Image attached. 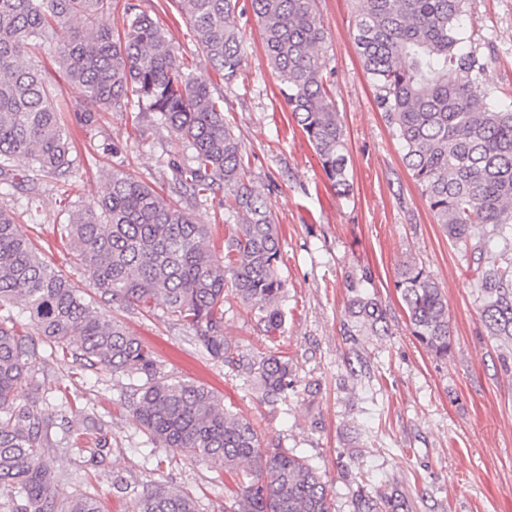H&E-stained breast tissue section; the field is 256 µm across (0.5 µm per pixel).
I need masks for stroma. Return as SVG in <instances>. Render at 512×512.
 I'll return each mask as SVG.
<instances>
[{"label": "stroma", "mask_w": 512, "mask_h": 512, "mask_svg": "<svg viewBox=\"0 0 512 512\" xmlns=\"http://www.w3.org/2000/svg\"><path fill=\"white\" fill-rule=\"evenodd\" d=\"M136 2L160 19L180 55L200 59L175 0ZM315 10L327 32L321 54L347 139L348 196L329 188L285 104L250 0L237 6L246 39L241 77L227 84L212 69H196L223 96L251 182L280 226L281 337L268 342L257 311L231 296L224 301V334L243 355L272 349L286 356L296 392L273 405L261 401L248 376L210 357L192 331L162 310L147 314L128 304L112 314L154 352L166 377L213 388L252 419L265 440L308 457L328 481L336 512H351L361 484L402 494L408 512H512V350L488 335L464 246L436 224L375 108L355 50L351 0H316ZM465 11L467 34L489 59L486 89L512 95V0H466ZM67 135L89 172L88 198L106 191L95 176L111 163L102 141L122 148L139 180L163 189L168 161L181 153L151 119L135 127L119 112L104 115L95 129L70 118ZM41 205L44 222L32 231L35 243L75 286L88 288L83 271L66 265L52 232L66 218L52 189L44 190ZM409 261L430 273L448 302L453 349L447 359L423 349L407 325L394 282ZM366 268L373 278L370 293L387 310L389 331L352 342L343 334L346 280ZM76 353L72 347L39 361L40 397L52 408L70 398L88 435L104 429L111 446L92 458L62 445L61 430L52 429L47 460L62 489L91 492L107 512H130L134 494L173 485L189 490L201 512H218L235 487L233 476L151 448L127 401L128 378L99 365L82 366ZM356 353L367 367L347 390L343 381Z\"/></svg>", "instance_id": "stroma-1"}]
</instances>
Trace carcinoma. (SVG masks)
<instances>
[{
	"label": "carcinoma",
	"mask_w": 512,
	"mask_h": 512,
	"mask_svg": "<svg viewBox=\"0 0 512 512\" xmlns=\"http://www.w3.org/2000/svg\"><path fill=\"white\" fill-rule=\"evenodd\" d=\"M204 65L234 82L245 62L237 0H177ZM314 0H251L280 93L338 194L349 192L347 142L319 50L326 32ZM465 0H359L354 41L374 103L398 141L402 159L448 237L476 264L479 312L489 335L512 345V97L490 96L488 59L467 43ZM122 8L123 28L103 23ZM48 53L53 68L41 64ZM65 82L80 111L55 93ZM95 128L101 114L153 119L182 145L170 162L171 192L148 185L119 163L102 172L103 198L81 195L79 156L65 132V112ZM54 180L66 223L53 233L87 273L99 299L46 261L25 225L42 223L39 204ZM235 218L223 248L194 222L190 206L208 199ZM0 491L6 512H104L90 492H65L45 448L53 414L40 407L34 372L38 348L17 329L24 316L55 351L73 343L81 360L127 376L132 410L147 442L238 478L224 512H332L327 481L305 457L264 442L247 417L213 390L161 375L160 364L107 307H162L192 330L202 348L247 373L275 403L297 388L286 357L247 359L224 336L231 293L259 312L267 338L284 323L277 272L279 227L266 198L247 179L242 146L221 99L195 75L165 28L130 0H0ZM368 270L347 281L351 324L343 335L388 331L386 311L366 288ZM411 334L437 359L448 358V304L433 278L406 264L395 284ZM31 386L26 399L23 385ZM70 445L85 432L66 421ZM132 512H199L189 491L156 485L133 498ZM352 512H407L403 495L360 488Z\"/></svg>",
	"instance_id": "1"
}]
</instances>
